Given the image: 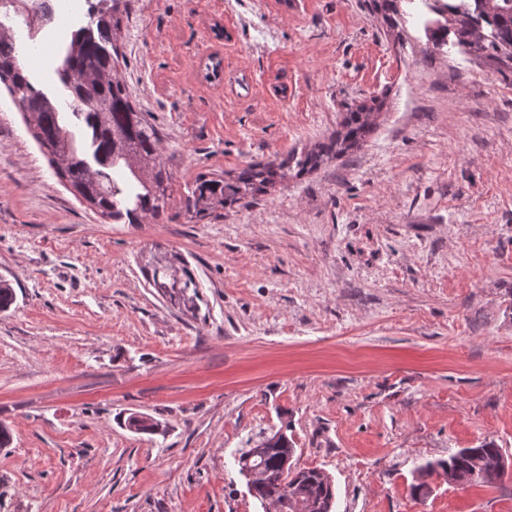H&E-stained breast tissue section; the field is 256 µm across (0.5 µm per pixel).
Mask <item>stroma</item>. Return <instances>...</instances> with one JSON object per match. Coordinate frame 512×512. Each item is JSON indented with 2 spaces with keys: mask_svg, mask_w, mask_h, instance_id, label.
<instances>
[{
  "mask_svg": "<svg viewBox=\"0 0 512 512\" xmlns=\"http://www.w3.org/2000/svg\"><path fill=\"white\" fill-rule=\"evenodd\" d=\"M14 34L67 103L56 33ZM118 44L168 216L81 203L0 91V512H263L234 456L283 427L334 512H512V474L410 490L459 448L512 457V75L437 49L408 0H131ZM371 102L359 148L190 215L198 176L305 151ZM164 257L192 306L153 287ZM120 424L137 433L160 436H165L168 433L166 424L143 414L132 413L126 419L120 417ZM159 427H162V431H159Z\"/></svg>",
  "mask_w": 512,
  "mask_h": 512,
  "instance_id": "stroma-1",
  "label": "stroma"
}]
</instances>
